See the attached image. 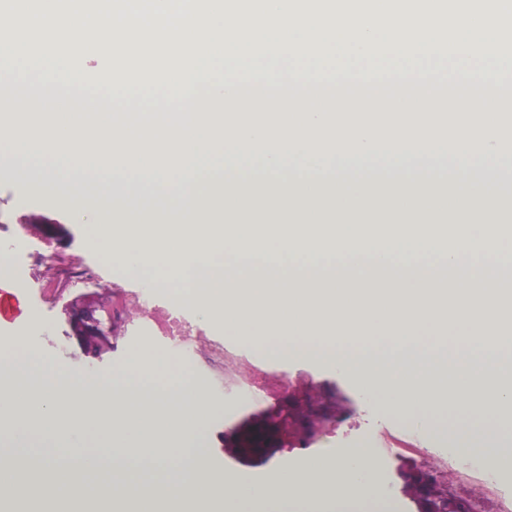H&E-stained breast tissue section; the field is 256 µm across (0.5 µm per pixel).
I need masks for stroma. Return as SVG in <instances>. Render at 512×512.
<instances>
[{"instance_id": "1", "label": "stroma", "mask_w": 512, "mask_h": 512, "mask_svg": "<svg viewBox=\"0 0 512 512\" xmlns=\"http://www.w3.org/2000/svg\"><path fill=\"white\" fill-rule=\"evenodd\" d=\"M20 189V184L0 177V246L7 250L11 274L28 293L32 314L27 323L28 340L41 355L68 375L96 380L118 369L131 345H169V338L158 331L141 336L149 319L143 311L132 310L124 315L128 334L97 357L88 355L82 338L75 336L69 323L70 312L77 309L104 318L112 308L108 290H137L147 287L146 283L103 256L91 229L74 219L62 198L24 195ZM61 261L80 265L87 281L75 285L70 273H63L53 300H45L42 284ZM151 290L157 306L179 309L207 341L231 352L230 358L218 363L202 352L186 362L196 380L209 382L210 397L217 407L205 424L206 452L233 447L234 438L226 434L225 427L235 418L238 403L225 396L224 384L247 380L257 368L274 380L269 390L288 416L289 433L312 436L319 447L339 448L343 435L353 436L389 420L383 408L364 404L356 375L338 371L316 357L271 358L260 344L250 345L245 338L225 333L223 324L201 318L165 290Z\"/></svg>"}]
</instances>
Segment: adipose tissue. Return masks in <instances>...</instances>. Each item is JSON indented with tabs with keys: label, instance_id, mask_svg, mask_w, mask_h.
<instances>
[{
	"label": "adipose tissue",
	"instance_id": "1",
	"mask_svg": "<svg viewBox=\"0 0 512 512\" xmlns=\"http://www.w3.org/2000/svg\"><path fill=\"white\" fill-rule=\"evenodd\" d=\"M29 90L78 84L114 101L135 92L114 71L0 70ZM124 136L114 139V123ZM497 130L217 133L172 101L167 112L0 113L9 173L68 192L93 216L106 259L192 305L226 331L258 337L270 356L320 355L360 375L374 401L502 467L512 457V154ZM107 145L119 203L102 206L88 147ZM224 151L223 169L210 158ZM257 151L240 164L241 150ZM85 159L70 166L69 156ZM301 158L304 171L291 166ZM184 232H175V225ZM482 276H475L474 268ZM472 363L457 383L475 400L452 406L447 384L400 362L435 353ZM32 373L34 382L16 377ZM213 406L191 373L133 351L99 381L75 380L19 337L0 338V469L9 501L47 512H386L362 448L273 471L275 490L209 478L204 422ZM68 449L78 467L62 468ZM126 449L120 468L112 451ZM163 467L169 494L134 479Z\"/></svg>",
	"mask_w": 512,
	"mask_h": 512
}]
</instances>
